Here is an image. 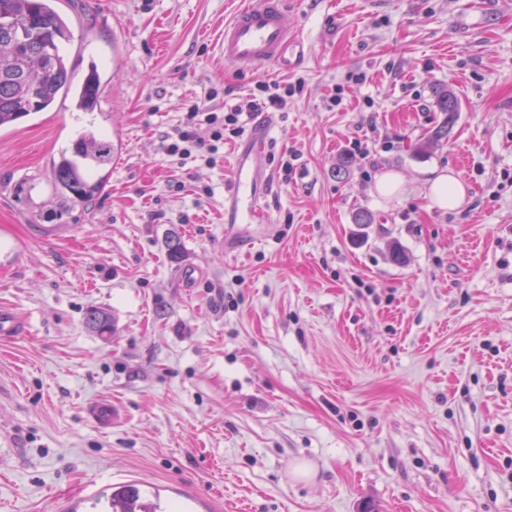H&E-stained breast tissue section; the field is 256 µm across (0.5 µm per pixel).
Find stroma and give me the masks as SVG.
<instances>
[{"instance_id":"stroma-1","label":"stroma","mask_w":512,"mask_h":512,"mask_svg":"<svg viewBox=\"0 0 512 512\" xmlns=\"http://www.w3.org/2000/svg\"><path fill=\"white\" fill-rule=\"evenodd\" d=\"M244 2L82 0L71 53L102 75L98 114L0 130V239L21 252L0 256V307L28 327L0 340V512L90 482L104 503L176 485L204 512H512V0H301L308 52L281 71L219 55ZM262 80L298 88L257 159L266 223L228 227L238 140L179 163L164 139L204 92L220 108ZM444 87L457 121L416 154ZM92 122L123 145L107 191L45 238L52 161ZM434 168L463 205L430 206Z\"/></svg>"}]
</instances>
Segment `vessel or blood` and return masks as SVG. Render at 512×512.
<instances>
[{
    "mask_svg": "<svg viewBox=\"0 0 512 512\" xmlns=\"http://www.w3.org/2000/svg\"><path fill=\"white\" fill-rule=\"evenodd\" d=\"M218 52L244 69L261 65L289 69L305 58L304 44L288 23L284 0H247L225 21ZM274 129L272 118L260 115L236 150L232 178L224 189L225 223L253 224L259 220L262 188L256 158L263 153Z\"/></svg>",
    "mask_w": 512,
    "mask_h": 512,
    "instance_id": "b4317fda",
    "label": "vessel or blood"
}]
</instances>
